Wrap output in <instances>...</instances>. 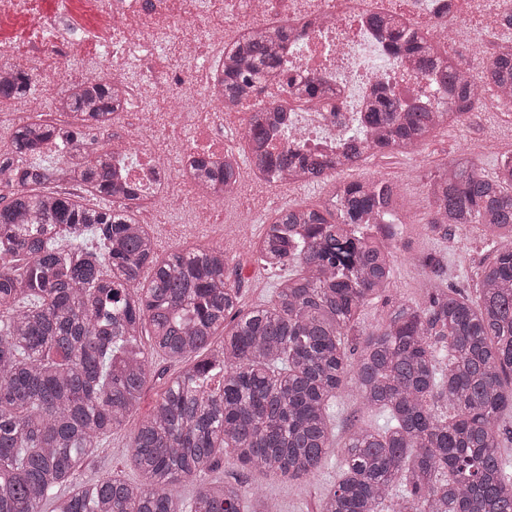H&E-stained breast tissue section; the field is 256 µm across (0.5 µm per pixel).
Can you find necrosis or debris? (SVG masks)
Here are the masks:
<instances>
[{"label": "necrosis or debris", "mask_w": 512, "mask_h": 512, "mask_svg": "<svg viewBox=\"0 0 512 512\" xmlns=\"http://www.w3.org/2000/svg\"><path fill=\"white\" fill-rule=\"evenodd\" d=\"M101 23L88 27L74 17L72 0L34 17L36 38L25 53L0 42V59L23 64L39 82L64 85L68 61L95 47L111 62L112 78L127 101L113 114L121 134L112 138V168L120 182L137 184L146 203L166 198L187 209L193 223L209 221V208L189 186L197 151L223 155L229 137H241L234 107L209 85L216 42L247 39L252 32L288 28L277 51L296 83L319 81L327 100L286 111L288 144L337 157L356 126L366 90L385 81L401 104L444 109L448 91L391 52L370 25L371 17L394 15L438 36L449 52L459 50L481 64L486 36L512 14V0H94ZM136 67L140 82L125 80ZM190 140H179L183 127Z\"/></svg>", "instance_id": "1"}]
</instances>
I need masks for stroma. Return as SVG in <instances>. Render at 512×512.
Returning a JSON list of instances; mask_svg holds the SVG:
<instances>
[{"mask_svg":"<svg viewBox=\"0 0 512 512\" xmlns=\"http://www.w3.org/2000/svg\"><path fill=\"white\" fill-rule=\"evenodd\" d=\"M512 153V114L496 107L483 108L481 115L466 120L462 127L448 131L438 130L419 153L420 161L412 173H404L401 164H393L386 171H379L376 164L366 162L349 170L346 180H367L386 175L399 187L402 209L398 214L402 225L394 240L397 262L392 284L383 300L365 307L361 313L362 327L379 323L387 311L388 302L394 300L419 301L423 298L420 289L422 280L439 274L445 287L456 289L467 295L476 293V273L486 253L479 232L461 237L455 234L439 238L427 234L422 222L427 212V201L423 185L435 174L439 165L453 160L472 163L485 173H492L502 155ZM336 176H329L318 186L269 184V191L280 200L281 208L297 206L318 207L326 201L336 183ZM243 192L225 198L218 211L215 224L179 223L171 207L159 205L157 222L152 231L157 240L159 256H166L185 246H223L230 266L242 268L244 282L241 302L250 308L268 303L274 295L277 273L267 271L260 265L250 250V242L264 231L263 224L251 225L248 235L231 232L229 223L238 218L246 207L249 174H242ZM431 256L438 263V272L420 263L421 258ZM156 372L148 379L141 403L133 414V421L146 418L168 380L176 377L186 367L185 362L174 361L158 355L154 358ZM332 412L337 425L336 441L344 443L351 420L360 425L382 426L379 412L368 410L353 385L342 387L333 401ZM131 429L112 432L89 454L79 472V480L95 481L120 475L135 482L139 475L130 460L129 446ZM337 457H329L315 478L297 481H280L265 478L259 473L242 470L233 455L222 456L212 471L215 479L238 477L256 489L262 496L275 500L282 512H318L323 493L339 478Z\"/></svg>","mask_w":512,"mask_h":512,"instance_id":"35a3bbf8","label":"stroma"}]
</instances>
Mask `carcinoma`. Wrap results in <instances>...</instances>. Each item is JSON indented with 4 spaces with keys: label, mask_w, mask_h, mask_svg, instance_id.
<instances>
[{
    "label": "carcinoma",
    "mask_w": 512,
    "mask_h": 512,
    "mask_svg": "<svg viewBox=\"0 0 512 512\" xmlns=\"http://www.w3.org/2000/svg\"><path fill=\"white\" fill-rule=\"evenodd\" d=\"M371 23L390 33L393 52L450 88L448 111L401 112L376 87L365 97L367 133L350 132L345 155L332 161L300 146L269 149L267 129L284 105L253 106L243 154L268 182L314 183L377 151L412 154L448 115L481 109L478 86L440 38L385 16ZM280 72L271 39L224 48V102L246 103L255 76ZM481 79L512 108V47L495 45ZM36 91L23 68L0 76V102ZM324 97L311 82L288 102ZM58 103L83 127L122 109L108 76L68 87ZM61 138L32 118L0 153V189H8L0 194V512H43L48 501L52 512H278L237 480L204 482L184 505L177 486L205 478L228 448L241 467L290 481L341 452L320 512H512V470L499 446L501 418L512 412V154L491 175L447 162L426 184L430 233L481 230L490 256L477 298L428 282L423 302L390 304L351 348L348 333L387 291L397 261L396 184L339 181L320 209L276 212L252 252L265 268L296 274L270 303L244 310L241 273L224 249L158 257L135 218L139 189L113 178L112 148L80 137L65 153ZM46 151L65 153V167L27 161ZM192 171L212 197L240 180L237 164L204 154ZM57 181H76L101 203L29 191ZM50 224H76L99 248L84 247L79 234L55 248ZM204 349L137 425L132 458L143 481L75 483L89 451L137 410L154 354L181 360ZM347 380L386 421L355 427L338 450L330 409Z\"/></svg>",
    "instance_id": "obj_1"
}]
</instances>
